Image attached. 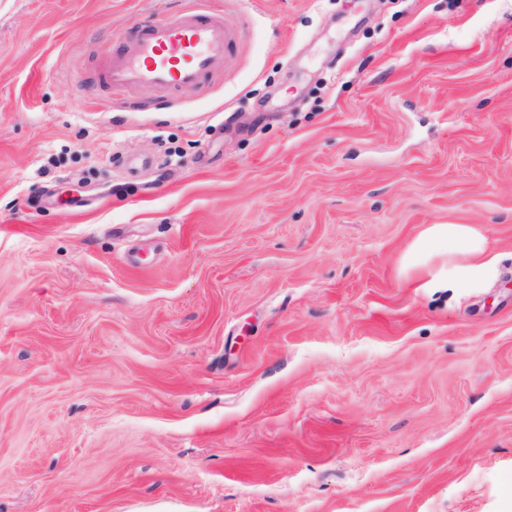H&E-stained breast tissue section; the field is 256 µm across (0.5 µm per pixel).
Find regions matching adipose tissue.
<instances>
[{
    "mask_svg": "<svg viewBox=\"0 0 512 512\" xmlns=\"http://www.w3.org/2000/svg\"><path fill=\"white\" fill-rule=\"evenodd\" d=\"M488 238L474 224H432L414 241L411 264L434 255L444 256V266L430 280L434 288H478L496 277V261Z\"/></svg>",
    "mask_w": 512,
    "mask_h": 512,
    "instance_id": "obj_1",
    "label": "adipose tissue"
}]
</instances>
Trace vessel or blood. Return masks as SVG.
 Listing matches in <instances>:
<instances>
[{
    "label": "vessel or blood",
    "mask_w": 512,
    "mask_h": 512,
    "mask_svg": "<svg viewBox=\"0 0 512 512\" xmlns=\"http://www.w3.org/2000/svg\"><path fill=\"white\" fill-rule=\"evenodd\" d=\"M235 31L207 0L178 15L133 23L107 62L102 79L113 92L131 88L192 89L215 74L231 51Z\"/></svg>",
    "instance_id": "b4317fda"
}]
</instances>
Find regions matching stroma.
<instances>
[{
  "label": "stroma",
  "instance_id": "stroma-1",
  "mask_svg": "<svg viewBox=\"0 0 512 512\" xmlns=\"http://www.w3.org/2000/svg\"><path fill=\"white\" fill-rule=\"evenodd\" d=\"M0 0V512H512V0ZM478 224L484 288H430ZM192 3L197 6L181 14L133 23L103 70L113 93L139 86L192 89L221 71L235 30L208 1ZM488 238L476 224H431L414 241L409 260L422 264L433 255L448 261L432 275L431 288H479L496 277Z\"/></svg>",
  "mask_w": 512,
  "mask_h": 512
}]
</instances>
